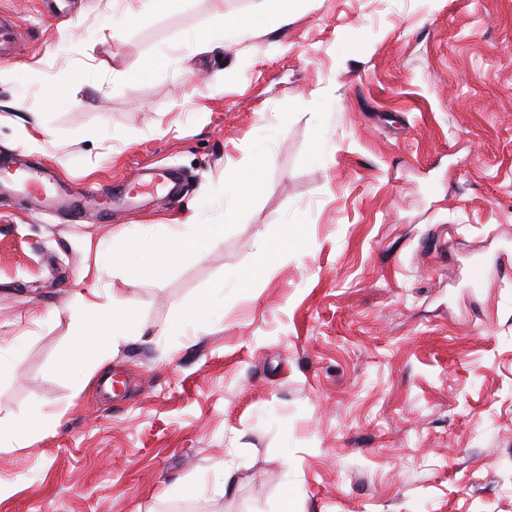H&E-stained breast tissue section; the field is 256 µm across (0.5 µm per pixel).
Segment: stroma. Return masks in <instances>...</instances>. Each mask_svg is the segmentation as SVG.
Returning a JSON list of instances; mask_svg holds the SVG:
<instances>
[{
	"label": "stroma",
	"instance_id": "stroma-1",
	"mask_svg": "<svg viewBox=\"0 0 512 512\" xmlns=\"http://www.w3.org/2000/svg\"><path fill=\"white\" fill-rule=\"evenodd\" d=\"M0 13L24 44L0 66V157L44 127L30 158L87 209L0 197V427L43 423L0 438V512H512V0ZM149 168L183 191L101 222L93 200ZM187 214L201 254L113 262L122 230ZM213 292L217 317L187 321ZM90 298L130 325L105 360L82 343Z\"/></svg>",
	"mask_w": 512,
	"mask_h": 512
}]
</instances>
